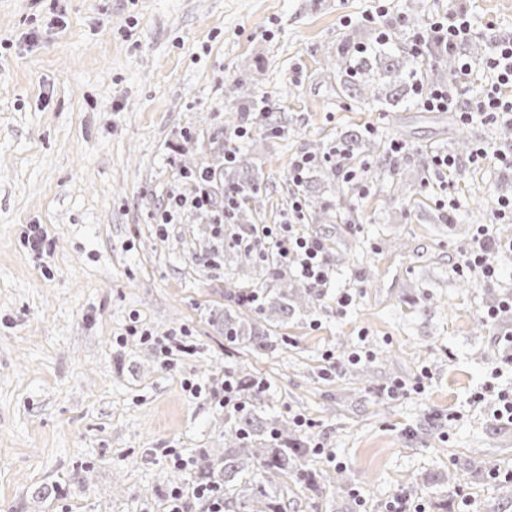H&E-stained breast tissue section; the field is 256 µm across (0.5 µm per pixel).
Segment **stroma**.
<instances>
[{
    "label": "stroma",
    "mask_w": 512,
    "mask_h": 512,
    "mask_svg": "<svg viewBox=\"0 0 512 512\" xmlns=\"http://www.w3.org/2000/svg\"><path fill=\"white\" fill-rule=\"evenodd\" d=\"M0 0V512H163L176 487L193 489L201 454L224 452L215 394L225 376L262 379V407L281 423H313L309 471L343 470V492L280 481L288 512H512L498 481L474 479L466 459L512 472V425L467 406L488 383L512 388L497 329L484 311L512 290V253L479 283L456 270L457 247L512 197L495 159L460 160L454 193L429 179L431 153L457 139L501 142L498 126H464L420 102L383 111L343 95L325 67L343 38L393 35L402 56L438 10L469 11L476 42L512 32V0ZM240 83L257 111H233ZM250 128L236 138L237 128ZM348 131L404 141L399 156L344 162L314 189L325 221L301 231L325 243L328 287L278 328L276 350L229 344L215 319L229 284L274 293L305 289L271 262L240 258L266 226L287 222L298 194L289 171ZM247 146L262 168L265 203L254 230L184 208V162L220 168ZM355 173L345 181V170ZM346 182L337 193V182ZM408 184L404 197L392 184ZM173 209V208H172ZM48 234L25 244L28 225ZM349 291L351 304L336 306ZM176 335L172 355L129 335ZM364 351L360 365L347 361ZM407 389L391 398L394 383ZM460 411L458 420L448 414ZM183 465H176V458ZM455 471L454 487L437 484Z\"/></svg>",
    "instance_id": "stroma-1"
}]
</instances>
